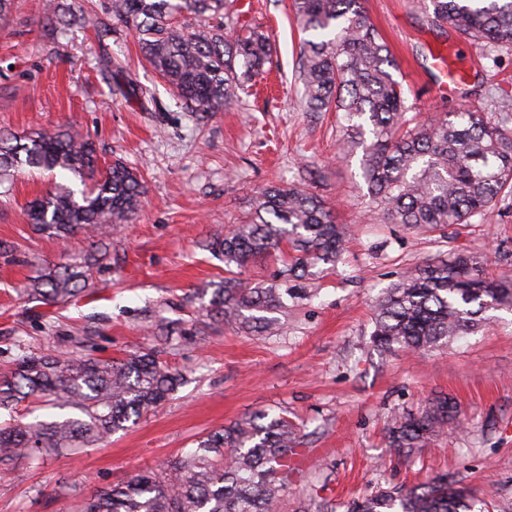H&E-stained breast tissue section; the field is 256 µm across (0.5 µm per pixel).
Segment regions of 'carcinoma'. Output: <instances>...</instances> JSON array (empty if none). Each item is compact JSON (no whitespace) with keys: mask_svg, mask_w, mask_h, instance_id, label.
Segmentation results:
<instances>
[{"mask_svg":"<svg viewBox=\"0 0 512 512\" xmlns=\"http://www.w3.org/2000/svg\"><path fill=\"white\" fill-rule=\"evenodd\" d=\"M431 25L481 43L499 63L512 55V0H418ZM107 19L131 31L143 60L172 88L187 111L207 116L239 100L269 62L268 37L258 28L236 34L230 0H107ZM301 32L300 103L307 112H340L338 145L361 151L367 195L382 221L420 231L471 224L512 194V129L508 116L457 112L427 125L407 117L403 86L388 44L370 22L362 0H292ZM86 13L47 0L50 33L82 24ZM62 179L97 176L92 189L55 183L27 204L28 223L58 239L84 233L100 241L132 223L144 182L120 160L101 167L94 141L67 127L0 138V195L23 169ZM346 227L310 188L308 177L262 190L246 219L205 247L224 260V280L203 290L208 314L272 333L293 283L310 268L342 260ZM280 254L278 281L251 286L241 278L256 259ZM92 264L73 257L48 265L25 294L51 305L91 286ZM512 311V277L488 281L477 262L459 254L427 262L387 289L377 303L373 344L383 351L423 352L475 329L489 310ZM151 347L121 360L82 355L22 354L0 376V410L47 401L80 413L36 423L0 425V467L21 458L63 455L102 442L143 411L158 407L185 379ZM456 406L437 397L418 415L405 414L390 430L389 447L409 455L447 428L458 427ZM295 428L285 411L259 410L199 441L157 470L95 495L81 512H279L288 488V453ZM468 490L442 474L409 489L391 487L352 503L347 512H467Z\"/></svg>","mask_w":512,"mask_h":512,"instance_id":"cac0c4a2","label":"carcinoma"}]
</instances>
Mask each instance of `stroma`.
Segmentation results:
<instances>
[{"label":"stroma","instance_id":"obj_1","mask_svg":"<svg viewBox=\"0 0 512 512\" xmlns=\"http://www.w3.org/2000/svg\"><path fill=\"white\" fill-rule=\"evenodd\" d=\"M42 7L16 0L0 30V131L70 125L94 137L101 164L118 159L141 171L145 192L136 220L113 236L110 262L94 267L92 289L56 305L27 301L21 290L46 264L88 256L94 244L82 235L61 242L27 223L26 205L49 189L48 175L20 174L0 196V243L9 247L0 254V373L18 346L70 353L76 336L93 337V357L121 358L154 346L153 326L167 318L186 330L167 355L186 381L106 444L0 470V512H75L98 490L269 407L287 410L299 429L281 512L322 499L346 512L354 499L441 473L469 487L479 512H512V312H490L470 334L419 354H383L370 343L375 301L425 262L466 254L487 278L512 274V198L443 233L383 223L358 156L337 148L335 113L298 102L300 35L289 0H234L239 27L270 37L267 74L241 102L204 119L141 59L129 30L101 40L86 25L52 41ZM364 7L409 89L411 113L423 121L465 108L498 114L488 89L512 93L511 58L493 67L477 41L432 28L415 0ZM451 46L471 70L463 96L437 91L431 55ZM115 59L121 69L110 68ZM306 172L350 228L343 263L311 269L305 297L278 316L279 334L208 322L194 295L223 278L224 264L201 240L237 223L267 185ZM438 396L456 403L459 430L395 455L387 443L395 415Z\"/></svg>","mask_w":512,"mask_h":512}]
</instances>
